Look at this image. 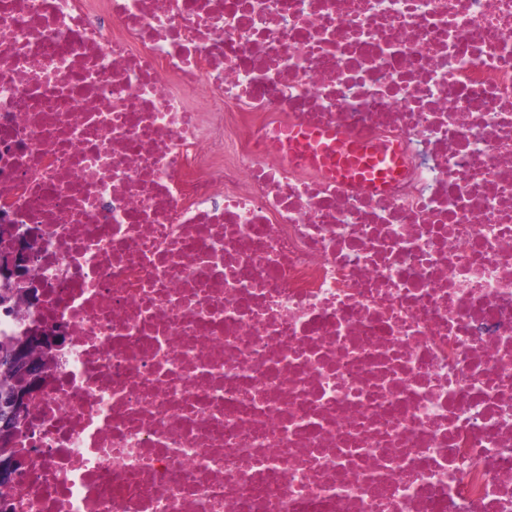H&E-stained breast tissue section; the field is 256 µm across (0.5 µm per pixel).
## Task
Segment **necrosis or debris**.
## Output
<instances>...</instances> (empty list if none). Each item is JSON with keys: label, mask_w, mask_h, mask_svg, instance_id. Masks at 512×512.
<instances>
[{"label": "necrosis or debris", "mask_w": 512, "mask_h": 512, "mask_svg": "<svg viewBox=\"0 0 512 512\" xmlns=\"http://www.w3.org/2000/svg\"><path fill=\"white\" fill-rule=\"evenodd\" d=\"M1 222L0 512H512V0H0ZM324 137L327 140H333L329 145L323 144L321 146L322 149L329 152L331 155L336 151V168L342 171H346L348 173L358 172L362 174L364 172L363 169L359 168L357 163L355 162V151L352 147H350L347 143H344L341 140H337L336 136L333 133H323L318 134L315 139L316 141L320 140ZM373 153L370 168L366 169L367 178L374 179V183L379 184L388 178L397 176L400 165L394 153H388L382 148ZM3 229L10 242L0 250L1 288H22L27 281V267L32 255L25 241L20 236L14 237L12 225L3 224ZM22 338L14 341L0 342V422L9 414L13 418L12 394L16 391H29L30 385L17 377V372L8 361L14 357L16 346L22 342ZM35 345L31 341L23 346L18 355L14 357V365L19 369L18 374L32 379L36 372L32 351Z\"/></svg>", "instance_id": "4bbe7bcc"}]
</instances>
